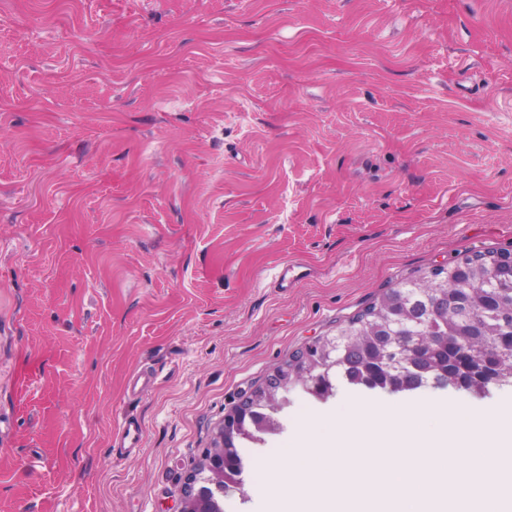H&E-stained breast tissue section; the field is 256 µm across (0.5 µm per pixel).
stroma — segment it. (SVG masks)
I'll use <instances>...</instances> for the list:
<instances>
[{
  "label": "stroma",
  "instance_id": "stroma-1",
  "mask_svg": "<svg viewBox=\"0 0 512 512\" xmlns=\"http://www.w3.org/2000/svg\"><path fill=\"white\" fill-rule=\"evenodd\" d=\"M488 249L512 250V0H0V512H177L245 391ZM290 399L224 512H264L253 468L305 424L400 397ZM142 429L135 419L124 418L120 420L112 431V447L122 448L124 452L131 453L141 447Z\"/></svg>",
  "mask_w": 512,
  "mask_h": 512
}]
</instances>
